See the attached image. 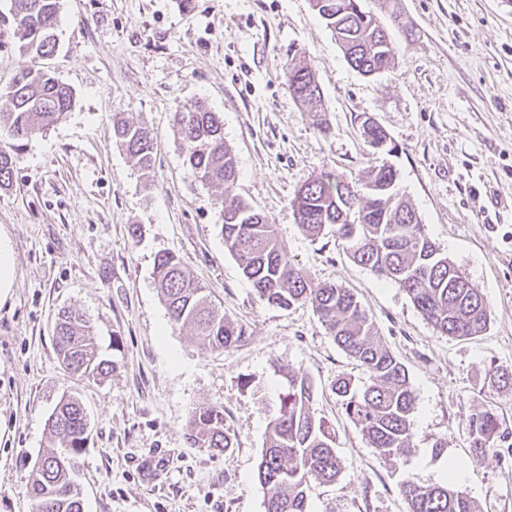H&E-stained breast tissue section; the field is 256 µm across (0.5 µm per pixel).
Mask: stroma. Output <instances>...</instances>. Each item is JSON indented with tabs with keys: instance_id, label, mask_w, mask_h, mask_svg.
I'll list each match as a JSON object with an SVG mask.
<instances>
[{
	"instance_id": "35a3bbf8",
	"label": "stroma",
	"mask_w": 512,
	"mask_h": 512,
	"mask_svg": "<svg viewBox=\"0 0 512 512\" xmlns=\"http://www.w3.org/2000/svg\"><path fill=\"white\" fill-rule=\"evenodd\" d=\"M388 23L395 65L354 70L311 0H60L47 65L74 93L65 120L28 141L0 189V241L13 279L0 297V512H32L27 484L51 447L47 419L66 396L88 415L81 455L85 512H264L257 468L282 380L304 373L330 423L342 471L312 483L308 512H406L400 484L452 478L481 512H512V462H471L465 426L497 414L512 438V0H399ZM304 60L322 89L329 131L313 124L284 75ZM204 103L224 118L238 166L234 193L275 224L291 262L313 285L353 291L376 337L404 364L415 395L413 449L385 464L346 416L332 386L365 372L310 305L261 299L224 247L217 187L185 162L174 113ZM154 138L142 170L112 136L115 116ZM370 116L393 153L362 135ZM386 159L398 189L441 252L490 305L480 336L437 333L397 284L355 263L332 232L307 237L290 205L325 170L357 180ZM178 255L224 315L247 326L238 347L208 352L170 322L155 278ZM90 316L101 380L68 374L54 346L60 311ZM224 409L234 446L221 454L187 439L194 411ZM444 442L436 454V442Z\"/></svg>"
}]
</instances>
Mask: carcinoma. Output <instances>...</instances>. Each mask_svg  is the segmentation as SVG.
Returning <instances> with one entry per match:
<instances>
[{"label":"carcinoma","instance_id":"carcinoma-1","mask_svg":"<svg viewBox=\"0 0 512 512\" xmlns=\"http://www.w3.org/2000/svg\"><path fill=\"white\" fill-rule=\"evenodd\" d=\"M312 5L352 68L365 75L389 70L394 53L388 30L362 0H312ZM58 20L59 0H10L9 14H0V47L12 44L31 59V65L5 91L10 107L0 110V188L10 185L24 141L63 120L72 108L73 90L42 65L55 51ZM285 75L288 86L309 90L300 103L320 112L322 94L311 67L291 60ZM174 125L196 177L223 189L216 198L223 213L221 234L243 275L271 305L311 304L337 346L370 380L361 390L349 377L336 379L334 393L344 413L360 427L380 459L392 461L410 454L415 396L408 372L376 339L364 307L346 288L312 287L288 258L276 225L233 194L238 169L224 140L220 113L194 105L174 113ZM113 132L140 167H151L153 137L145 124L120 118ZM396 181L397 172L386 163L369 168L356 182L324 171L301 185L290 204L307 236L316 239L327 230L333 232L345 242L355 262L398 284L438 333L463 338L480 335L490 322L484 295L432 241L415 209L396 191ZM155 270L170 320L192 327L204 349L223 351L248 340L246 325L225 318L205 288L186 274L176 255L160 254ZM55 349L70 374L98 378L112 373V362L98 355L89 317L79 310L59 313ZM279 373L286 386L270 416L258 468L264 512H307L310 480L336 481L341 462L330 426L312 407L310 380L288 365L280 366ZM466 427L473 460L497 452L503 436L496 414L472 413ZM47 428L51 449L28 474L34 512H84L78 476L89 430L87 412L77 398L64 397ZM188 439L220 453L234 447L224 429V408L210 406L193 412ZM400 492L408 512H480L472 498L448 481L425 486L407 478Z\"/></svg>","mask_w":512,"mask_h":512}]
</instances>
